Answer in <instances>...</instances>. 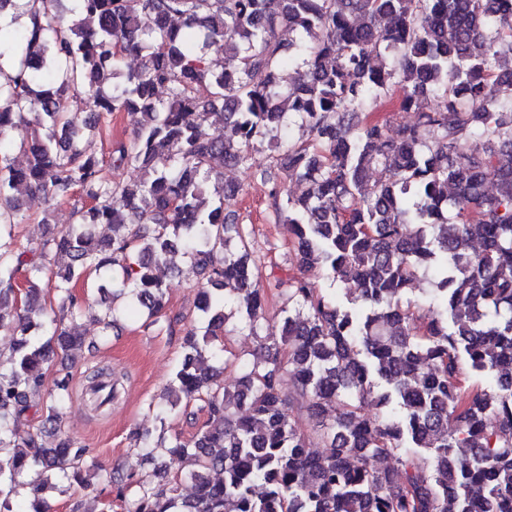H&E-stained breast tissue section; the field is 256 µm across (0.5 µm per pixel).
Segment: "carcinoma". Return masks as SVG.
<instances>
[{"label": "carcinoma", "instance_id": "carcinoma-1", "mask_svg": "<svg viewBox=\"0 0 512 512\" xmlns=\"http://www.w3.org/2000/svg\"><path fill=\"white\" fill-rule=\"evenodd\" d=\"M30 2L28 24L0 25V60L13 66L0 68V331L12 336L0 356V512H48L41 498L17 507L19 490L83 482L90 449L68 437L42 448L11 426L55 351L82 344L63 324L84 311L72 288L96 275L106 336L115 297L150 318L162 312V272L176 252L206 280L197 303L208 323L184 331L168 399L149 404L158 426L133 437L152 462L191 460L194 493L184 497L181 480L156 468V482L129 479L133 495L116 488L124 512H512V102L497 97L512 67L495 49L512 45V0H76L77 19L58 11L60 0ZM210 48L224 53L219 72ZM126 55L144 67L123 72ZM295 59L301 69L288 80ZM205 81L212 92L201 100ZM79 88L94 119L122 112L136 124L111 160L141 169L140 179L113 180L85 152L62 111ZM396 90L415 123L392 135L358 120ZM293 117L308 140L287 136ZM21 126L32 129L22 141L28 162L15 168L11 135ZM264 142L271 154L260 177L299 267L356 283L366 309L300 276L257 279L248 234L224 213V197L240 189L211 192L207 183L215 160L249 166ZM379 167L387 181L367 185ZM278 170L316 191L289 194ZM23 192L91 205L74 208L76 222L40 247L20 250L10 227L23 217ZM99 224L112 237L97 238ZM52 253L71 264L53 286L59 314L43 342L45 321L28 308L15 322L7 310L21 269L25 303L40 300ZM421 273L433 288L412 298ZM270 294L281 301L275 330L264 318ZM232 317L261 356L242 364L231 393L198 357L209 351L226 367ZM70 387L63 366L45 404L55 430ZM192 403L206 415L202 428L186 441L167 435L168 419ZM294 404L316 417L313 429L292 422ZM314 443L327 455H311ZM384 456L395 470L375 467Z\"/></svg>", "mask_w": 512, "mask_h": 512}]
</instances>
